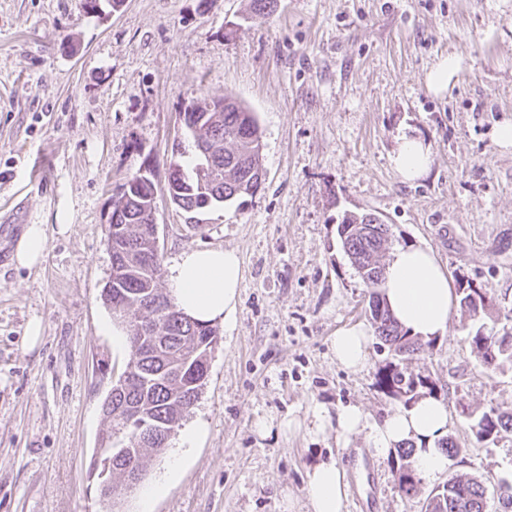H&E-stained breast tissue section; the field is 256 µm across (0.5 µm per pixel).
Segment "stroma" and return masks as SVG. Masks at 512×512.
Returning a JSON list of instances; mask_svg holds the SVG:
<instances>
[{
    "instance_id": "1",
    "label": "stroma",
    "mask_w": 512,
    "mask_h": 512,
    "mask_svg": "<svg viewBox=\"0 0 512 512\" xmlns=\"http://www.w3.org/2000/svg\"><path fill=\"white\" fill-rule=\"evenodd\" d=\"M85 2L0 0V226L43 224L48 237L35 268L0 263V512H105L90 462L102 402L131 358L101 300L108 227L113 198L145 169L163 268L189 249L232 248L243 279L197 402L119 512H139L199 422L153 512H310L307 473L324 460L353 481L351 451L368 439L315 431L314 409L356 404L379 422L399 402L377 385L388 357L377 342L356 374L331 350L338 329L373 324L336 232L347 211L377 214L392 247H431L452 281L493 298L482 321L454 316L405 366L448 403L461 448L451 474L512 483V439L480 443L471 430L483 411L512 409V364L478 372L467 340L512 312V148L496 137L512 122V0H277L263 19L250 0ZM449 54L460 68L437 95L425 74ZM224 95L255 113L266 178L254 195L188 213L166 194L188 141L180 115ZM405 132L433 152L413 184L389 161ZM292 418L304 428L282 432ZM372 464L375 512H420L391 458Z\"/></svg>"
}]
</instances>
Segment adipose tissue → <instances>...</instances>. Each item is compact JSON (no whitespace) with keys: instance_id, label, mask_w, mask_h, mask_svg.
I'll return each instance as SVG.
<instances>
[{"instance_id":"adipose-tissue-1","label":"adipose tissue","mask_w":512,"mask_h":512,"mask_svg":"<svg viewBox=\"0 0 512 512\" xmlns=\"http://www.w3.org/2000/svg\"><path fill=\"white\" fill-rule=\"evenodd\" d=\"M391 162L404 181L420 180L431 170V146L421 138L401 136ZM241 279V259L233 249L183 252L170 271L172 296L179 309L205 323L233 322ZM384 293L399 324L413 335L428 341L446 332L455 293L445 267L431 249L414 245L396 249L385 269ZM369 336L368 328L362 325L337 330L331 342L337 364L352 372L362 370L368 360ZM313 418L316 431L335 426L345 442L365 435L380 456L402 443L415 442L416 469L426 479L437 477L453 463L452 457L437 446L451 415L447 402L435 396L392 410L374 425L354 404L338 406L332 414L314 409ZM306 495L311 512H344V472L332 462L316 465L307 474Z\"/></svg>"}]
</instances>
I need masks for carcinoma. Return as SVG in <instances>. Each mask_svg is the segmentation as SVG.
Returning a JSON list of instances; mask_svg holds the SVG:
<instances>
[{"instance_id": "cac0c4a2", "label": "carcinoma", "mask_w": 512, "mask_h": 512, "mask_svg": "<svg viewBox=\"0 0 512 512\" xmlns=\"http://www.w3.org/2000/svg\"><path fill=\"white\" fill-rule=\"evenodd\" d=\"M185 120L199 131H191V141L205 138L213 149V164L218 169L215 178L199 192L201 163L197 146H192L191 161L171 163L168 176L170 201L186 212L231 202L254 195L263 183L261 163L262 135L254 113L242 102L224 96V110L196 113V104L188 105ZM154 183L146 175L136 174L122 186L120 196L112 201V215L107 243L112 249V274L102 289L106 308L129 312L130 320L120 321L127 333L131 372L135 385L126 389L113 384L102 412L109 428L120 425L119 419L132 410L138 420L128 426L130 448L140 472H145V459L165 450L164 432L175 431L185 413L197 401L209 376L212 353L219 341L217 328L207 323H192L182 318L174 299L159 288L161 258L153 249L146 229L155 220ZM338 237L345 254L371 289L369 311L376 324L380 347L388 350L392 360L378 372V385L385 393L399 399L403 405L424 394H435L430 377L408 374L400 360L425 352L432 342L410 335L390 314L382 297L385 267L380 258L386 250L390 225L380 222L374 213H346L338 223ZM459 305L469 318L484 317L494 307V301L483 288L472 281H459ZM499 333L477 329L468 337L475 368L485 374L512 363V317L505 316ZM480 442L495 443L512 437V410L491 408L483 412L472 425ZM414 446L398 451L393 463L400 472V490L409 499L420 493V478L411 468ZM109 475L122 479L112 485V492L101 493L106 512H114L117 500L127 485L125 465L112 464ZM512 509V484L494 483L489 477H451L433 488L422 500L421 512H492L494 506Z\"/></svg>"}]
</instances>
